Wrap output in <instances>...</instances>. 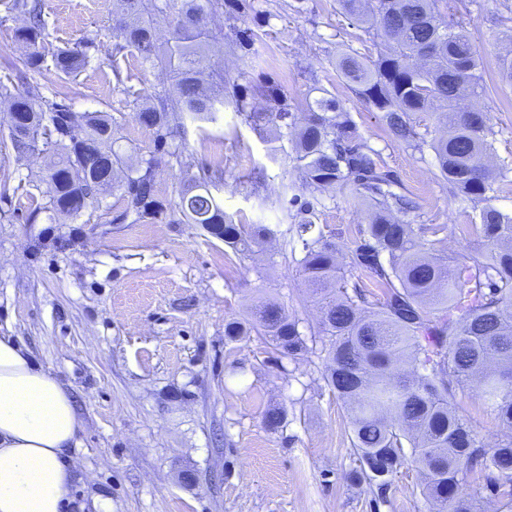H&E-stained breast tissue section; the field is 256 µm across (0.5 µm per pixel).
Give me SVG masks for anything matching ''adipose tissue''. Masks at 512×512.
Masks as SVG:
<instances>
[{"label": "adipose tissue", "instance_id": "obj_1", "mask_svg": "<svg viewBox=\"0 0 512 512\" xmlns=\"http://www.w3.org/2000/svg\"><path fill=\"white\" fill-rule=\"evenodd\" d=\"M83 428L60 381L0 337V512H67Z\"/></svg>", "mask_w": 512, "mask_h": 512}]
</instances>
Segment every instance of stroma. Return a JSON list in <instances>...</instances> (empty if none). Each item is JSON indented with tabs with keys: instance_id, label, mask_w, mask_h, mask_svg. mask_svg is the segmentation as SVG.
Wrapping results in <instances>:
<instances>
[{
	"instance_id": "obj_1",
	"label": "stroma",
	"mask_w": 512,
	"mask_h": 512,
	"mask_svg": "<svg viewBox=\"0 0 512 512\" xmlns=\"http://www.w3.org/2000/svg\"><path fill=\"white\" fill-rule=\"evenodd\" d=\"M56 46L94 38L95 61L71 82L69 103L79 112L112 115L126 148L150 154V134L132 103L115 92L112 0H42ZM512 0H462L449 23L464 21L481 57L483 96L493 130V161L512 169V84L499 77L500 57L512 45ZM224 45L215 65L225 81L246 72L243 85H279L290 111L313 88L343 103L367 143L378 150L401 193L415 201V224H444L449 252L477 249L461 233L482 207L460 201L439 177L433 152L395 139L383 115L338 78L337 55L348 48L377 53L371 35L353 26L336 0H253L246 15L216 19ZM191 173L221 169L210 191L233 221L265 224L276 233L263 250L229 253L197 224H173L179 180L160 166L157 188L167 216L115 224L104 205L81 222L55 224L32 215L19 189L33 170L6 148L0 115V336L13 338L70 390L84 422L75 451L88 478L76 483L70 512H95L97 498L112 512H428L414 466L404 464L387 490L353 484L356 457L347 413L326 385L323 353L278 364L265 340L224 337L226 321L245 320L249 307L271 300L318 331V312L299 275L303 253L286 231L298 194L315 206L318 227L339 230L342 250L351 230L366 223V207L350 193L300 189L290 138L254 130L232 101L213 119L184 122ZM456 407L486 445L503 429L474 389L457 392ZM286 408L277 432L266 430L268 405ZM196 475L181 480L183 470Z\"/></svg>"
}]
</instances>
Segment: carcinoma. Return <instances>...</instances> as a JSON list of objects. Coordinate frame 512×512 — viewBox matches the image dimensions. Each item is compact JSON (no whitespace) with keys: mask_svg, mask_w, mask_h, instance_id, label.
<instances>
[{"mask_svg":"<svg viewBox=\"0 0 512 512\" xmlns=\"http://www.w3.org/2000/svg\"><path fill=\"white\" fill-rule=\"evenodd\" d=\"M357 27L379 40L383 50L363 57L353 49L336 58L339 78L360 98L384 113L390 132L420 140L433 151L442 177L455 193L484 205L467 233L483 241L478 253L443 254L446 224L415 225L412 210L394 191L380 153L370 147L341 102L325 88L294 113L275 85L258 96L276 103L274 112L256 107L238 93L237 111L255 127L274 125L294 140L295 168L314 190L350 187L369 204V220L353 230L348 253L356 279L349 281L336 234L315 230L314 206L303 203L296 234L299 261L310 297L320 312L318 334L308 337L300 319L271 303L254 305L249 319L224 324V337H262L276 359L297 361L320 348L326 354L324 380L346 407L359 468L353 483L389 486L406 462L422 477L430 512H480L483 500L512 502V215L494 205L493 185H510L505 170L490 163L489 116L470 103L480 96V56L462 23L448 24L442 9L453 0H337ZM23 15L13 38L25 53L6 64L12 77L0 80V105L20 112L25 123L10 132L18 158H42L38 183L47 186L34 211L74 221L107 191L119 193L117 219L137 224L166 212L156 187L164 163L184 173L179 211L237 254L274 235L265 224H236L224 214L209 185L218 178L205 170L189 174L182 115L212 119L216 97L202 87L218 40L211 28L224 15V0H112L116 37L112 73L117 87L136 106L135 119L152 137L154 151L131 161L116 146L114 119L104 111L79 112L67 103L65 82L92 66L94 40L46 54L47 21L40 0H13ZM168 20L161 40L159 19ZM438 48L422 55L423 48ZM165 66L170 87L152 95L130 85L122 65ZM55 88L54 98L43 89ZM451 116L449 129L431 140L416 131L413 114L428 110ZM180 219V220H182ZM171 219V223H180ZM476 386L493 409L504 434L488 448L455 407L456 390ZM286 412L270 406L267 430L282 427Z\"/></svg>","mask_w":512,"mask_h":512,"instance_id":"carcinoma-1","label":"carcinoma"}]
</instances>
